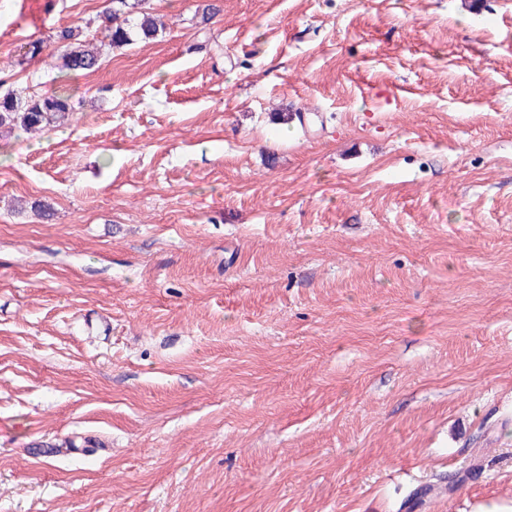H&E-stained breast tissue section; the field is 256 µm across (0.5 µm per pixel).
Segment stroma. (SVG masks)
Returning a JSON list of instances; mask_svg holds the SVG:
<instances>
[{"instance_id": "obj_1", "label": "stroma", "mask_w": 512, "mask_h": 512, "mask_svg": "<svg viewBox=\"0 0 512 512\" xmlns=\"http://www.w3.org/2000/svg\"><path fill=\"white\" fill-rule=\"evenodd\" d=\"M203 2L0 0V512L512 508V0ZM147 0H112V13L102 16L98 28L103 41L111 47L129 45L134 33L141 39L156 38L164 23L147 11ZM73 28H66L57 35V50L60 51L62 67L67 72H88L97 68L99 63L98 48H89L79 40V33ZM73 112H77L75 94L66 87L51 93L22 96L11 90L0 95V129L35 131L60 123Z\"/></svg>"}]
</instances>
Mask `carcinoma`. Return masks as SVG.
<instances>
[{
    "instance_id": "carcinoma-1",
    "label": "carcinoma",
    "mask_w": 512,
    "mask_h": 512,
    "mask_svg": "<svg viewBox=\"0 0 512 512\" xmlns=\"http://www.w3.org/2000/svg\"><path fill=\"white\" fill-rule=\"evenodd\" d=\"M146 2L112 0V12L104 14L99 24L100 34L109 46H126L135 33L143 39H151L163 30L164 23L147 11ZM57 40L64 70L77 73L97 68L98 49L83 44L74 29L61 30ZM44 48L41 40L26 43L18 55V65L36 58ZM75 111V94L66 87L51 93L28 92L23 96L11 90L0 95V129L35 131L60 123Z\"/></svg>"
}]
</instances>
